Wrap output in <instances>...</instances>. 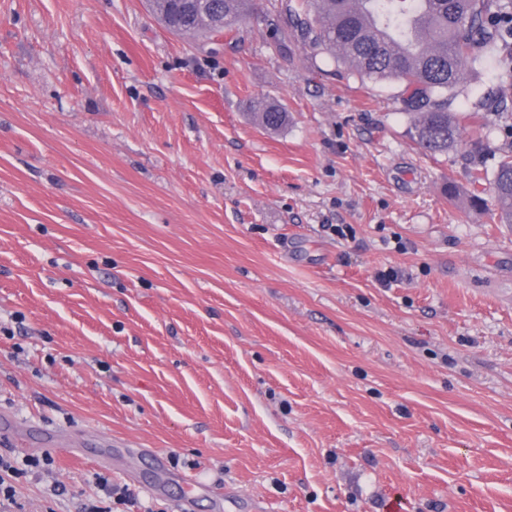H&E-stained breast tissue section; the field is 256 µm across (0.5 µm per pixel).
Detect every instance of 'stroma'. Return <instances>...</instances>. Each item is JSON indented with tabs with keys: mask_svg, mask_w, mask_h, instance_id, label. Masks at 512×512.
I'll return each instance as SVG.
<instances>
[{
	"mask_svg": "<svg viewBox=\"0 0 512 512\" xmlns=\"http://www.w3.org/2000/svg\"><path fill=\"white\" fill-rule=\"evenodd\" d=\"M282 22L0 0V457L54 459L18 512H179L192 477L188 512H512V224L465 194L512 146L465 113L512 84L484 59L430 155L400 83ZM187 0H148L150 10L160 19L165 27L178 35L188 34L195 39H205L211 35L216 23L224 28L252 14L255 0H213L219 6L218 14L203 15L197 8H189ZM224 28L213 34L219 35ZM222 31V32H221ZM253 107L267 128L278 129L288 123V112L280 104L258 100Z\"/></svg>",
	"mask_w": 512,
	"mask_h": 512,
	"instance_id": "obj_1",
	"label": "stroma"
}]
</instances>
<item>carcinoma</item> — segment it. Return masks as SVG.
<instances>
[{
	"mask_svg": "<svg viewBox=\"0 0 512 512\" xmlns=\"http://www.w3.org/2000/svg\"><path fill=\"white\" fill-rule=\"evenodd\" d=\"M217 14H202L187 0H148L150 10L178 35L205 39L254 12L255 0H213ZM283 37L293 36L312 55L340 62L349 75L397 81L404 109L414 115V138L430 154H445L462 138L448 111V93L463 88L466 67L485 57L512 64V0H285ZM254 109L270 129L288 123L280 104L258 100ZM474 201L489 183L500 223L512 224V147L492 175L469 174Z\"/></svg>",
	"mask_w": 512,
	"mask_h": 512,
	"instance_id": "carcinoma-1",
	"label": "carcinoma"
}]
</instances>
